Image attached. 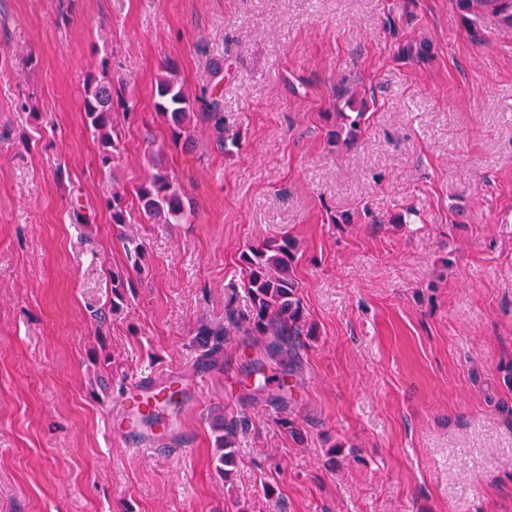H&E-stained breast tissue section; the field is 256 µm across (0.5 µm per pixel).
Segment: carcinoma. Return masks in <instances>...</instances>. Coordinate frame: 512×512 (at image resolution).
<instances>
[{"label": "carcinoma", "instance_id": "cac0c4a2", "mask_svg": "<svg viewBox=\"0 0 512 512\" xmlns=\"http://www.w3.org/2000/svg\"><path fill=\"white\" fill-rule=\"evenodd\" d=\"M457 10L477 42L485 41L476 19L490 18L496 27L512 34V0H454ZM155 115L170 131L172 142L187 150L195 147L194 131L197 123H206L212 130L217 148L226 155L239 149L237 137L224 136V114L220 96L210 93L198 97L192 94L168 70L160 75L155 86ZM123 107L124 116L130 115V102L124 98L121 88H115L108 77H90L84 89L82 111L85 124L99 144V163L103 169L115 168L122 155V136L114 104ZM370 102L365 94L343 85L336 89V114L340 120L334 130L335 141L354 143L366 130V114ZM150 175L134 186L138 210L150 224H190L195 208L187 197L184 186L161 160L152 159ZM127 191L117 180H112L111 199L108 200L111 221L120 231L127 259L137 268L144 256L143 242L123 232L128 224ZM298 241L282 235L265 239L246 247L239 259L243 270V288L250 300L246 315L239 318L235 312L228 314L229 322L247 336H259L264 340L270 357L280 362H291L301 346V339L313 333L306 311L299 297V283L294 270L299 261ZM200 345L204 348L203 359L210 360L224 346L227 331L223 327H200ZM250 374L261 376L260 388L277 385V395L285 396L286 384L276 382V374H266L262 365H252ZM240 421L225 418L217 426L214 463L216 473L224 483L232 481L236 467L235 439Z\"/></svg>", "mask_w": 512, "mask_h": 512}]
</instances>
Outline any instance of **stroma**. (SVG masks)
<instances>
[{"label": "stroma", "instance_id": "obj_1", "mask_svg": "<svg viewBox=\"0 0 512 512\" xmlns=\"http://www.w3.org/2000/svg\"><path fill=\"white\" fill-rule=\"evenodd\" d=\"M483 31L453 0H0V512H512V35ZM218 57L231 156L154 114L163 66L197 93ZM101 72L134 112L111 175L82 112ZM341 83L376 101L350 146L328 141ZM151 153L197 217L128 225L146 258L116 312L106 199ZM285 233L314 335L280 364L233 329L203 363L200 326L249 309L241 251ZM173 374L193 402L128 446V382ZM220 414L247 421L229 484Z\"/></svg>", "mask_w": 512, "mask_h": 512}]
</instances>
